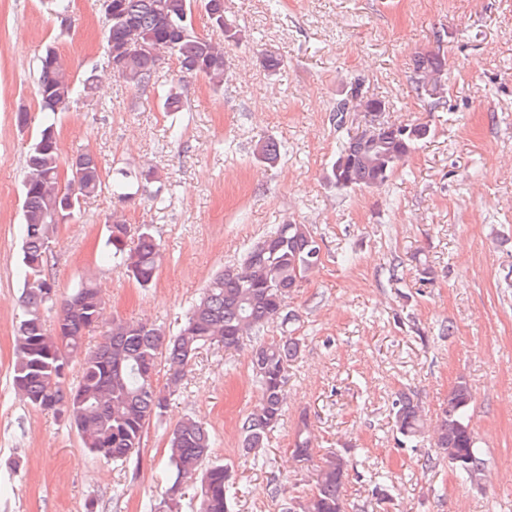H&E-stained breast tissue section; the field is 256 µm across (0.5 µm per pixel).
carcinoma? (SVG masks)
<instances>
[{"label": "carcinoma", "mask_w": 512, "mask_h": 512, "mask_svg": "<svg viewBox=\"0 0 512 512\" xmlns=\"http://www.w3.org/2000/svg\"><path fill=\"white\" fill-rule=\"evenodd\" d=\"M193 0H112L115 10L104 33L106 46L118 51L140 39L146 49L123 57L121 69L112 76L135 90L156 82L162 60L153 47L172 46L180 72L206 78L214 91L224 87L226 49L240 40V31L224 21V14L210 17L223 38L194 33ZM445 58L438 53L418 54L413 59V83L421 95L444 90ZM77 94L65 64L52 48L40 57V76L35 96L43 114L40 133L30 144L23 184L24 313L15 336L11 384L24 402L68 413L83 448L95 457L124 463L139 453L152 422L162 421L171 396L180 392L193 359L209 344L235 348L244 340L254 343L250 365L262 396L240 425L243 448L264 447L268 433L281 421L286 405L285 372L300 350L292 336L269 338L268 326L288 324L287 300L309 273L320 264V244L306 224H280L253 244L242 261L227 266L210 279L189 309L179 331L168 336L154 323L106 319V303L91 279L68 295L59 296L49 276L52 241L58 226L71 219L80 200L106 187L97 157L78 149L65 159L58 146L55 117L67 110ZM388 102L367 96L355 82L336 103L333 120L343 127L352 112H384ZM432 134L426 123L381 124L352 137L332 164L328 178L342 189L376 187L388 181L416 146ZM281 145L268 139L256 148L257 157L275 162ZM153 169L115 170L112 191L120 202L143 195L163 202ZM130 228L121 219L108 225L104 259L124 270L140 287H149L163 258L161 244L144 225L137 243L128 246ZM57 312L55 327L45 325L44 314ZM105 331L93 348L85 347L87 331L100 325ZM164 363L165 383L155 382L156 369ZM79 379H69L72 366ZM471 397L460 381L430 425L418 403L404 392L393 400V423L405 441L432 433L440 453L463 463L456 471L469 478L481 474L485 460L470 428ZM212 440L203 424L187 416L172 429L168 440L170 485L154 512H176L182 481L202 474L196 512H231L226 494L228 467L212 462ZM292 454L309 462L314 439L307 419L295 431ZM347 461L332 454L317 466L314 488L297 502V512H341Z\"/></svg>", "instance_id": "1"}]
</instances>
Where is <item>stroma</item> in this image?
Segmentation results:
<instances>
[{
	"label": "stroma",
	"instance_id": "obj_1",
	"mask_svg": "<svg viewBox=\"0 0 512 512\" xmlns=\"http://www.w3.org/2000/svg\"><path fill=\"white\" fill-rule=\"evenodd\" d=\"M69 15L64 26L51 0H0V512H153L167 487L169 432L187 415L232 471V512H288L311 492L313 464L291 453L303 418L317 455L350 461L347 512H512V0H224L243 39L227 52L219 92L182 77L172 57L155 87L129 88L105 68L102 0H70ZM48 44L76 82L98 75L57 116L62 154L88 148L106 173L153 168L164 197L84 199L51 243L59 292L93 279L108 314L173 333L212 275L274 225L306 224L320 239L321 266L288 297L294 321L268 330L299 338L301 352L286 372L284 416L256 452L244 453L239 433L261 396L248 341L202 349L163 422L121 466L15 396L24 159L41 129L34 88ZM435 51L448 62L438 100L417 96L410 79L413 57ZM265 53L282 58L276 73L261 66ZM356 80L388 108L336 128L332 111ZM170 88L182 111H162ZM21 107L32 116L23 129ZM411 122L434 133L384 185L329 183L350 136ZM269 137L282 151L273 164L253 156ZM115 213L149 225L163 246L150 287L99 259ZM461 379L485 446V475L472 482L431 438L402 446L392 426L395 392L432 419Z\"/></svg>",
	"mask_w": 512,
	"mask_h": 512
}]
</instances>
